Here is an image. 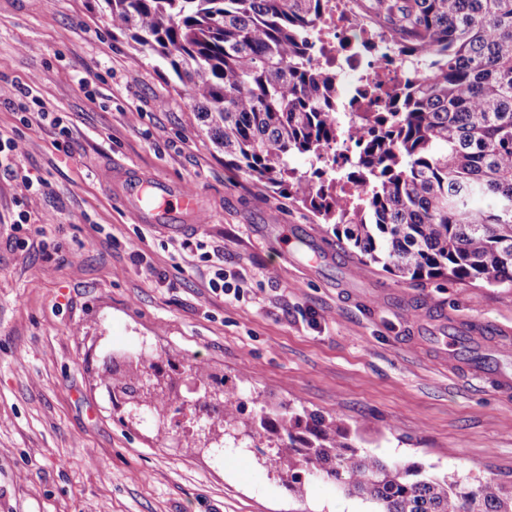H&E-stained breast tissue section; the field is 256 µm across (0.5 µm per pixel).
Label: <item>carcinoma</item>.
Listing matches in <instances>:
<instances>
[{
  "instance_id": "obj_1",
  "label": "carcinoma",
  "mask_w": 512,
  "mask_h": 512,
  "mask_svg": "<svg viewBox=\"0 0 512 512\" xmlns=\"http://www.w3.org/2000/svg\"><path fill=\"white\" fill-rule=\"evenodd\" d=\"M139 53L167 65L224 150V166L309 208L363 264L402 281L446 277L512 289V0H355L358 19L388 28L411 67L374 77L368 111H332L336 83L304 51L322 0H98ZM311 161V173L290 167ZM112 397L164 417L180 383L214 413L218 449H277L272 463L301 499L327 478L376 512H512V486L427 475L363 454L337 418L292 406L253 414L236 382L194 361L179 379L155 359L104 377Z\"/></svg>"
}]
</instances>
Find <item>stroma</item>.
Returning a JSON list of instances; mask_svg holds the SVG:
<instances>
[{
	"mask_svg": "<svg viewBox=\"0 0 512 512\" xmlns=\"http://www.w3.org/2000/svg\"><path fill=\"white\" fill-rule=\"evenodd\" d=\"M21 85L63 117L68 150L49 122H20ZM0 135L24 144L0 160V512H368L315 476L293 498L271 449L219 453L179 419H131L102 379L141 340L159 365L244 376L268 412L340 418L386 462L512 482V398L434 345L453 324L512 329V290L360 265L331 225L225 167L190 97L96 0H0ZM125 170L194 192L183 228L142 223L104 179ZM24 176L47 187L22 207ZM188 238L202 254L183 255ZM219 268L238 294L211 291Z\"/></svg>",
	"mask_w": 512,
	"mask_h": 512,
	"instance_id": "stroma-1",
	"label": "stroma"
}]
</instances>
